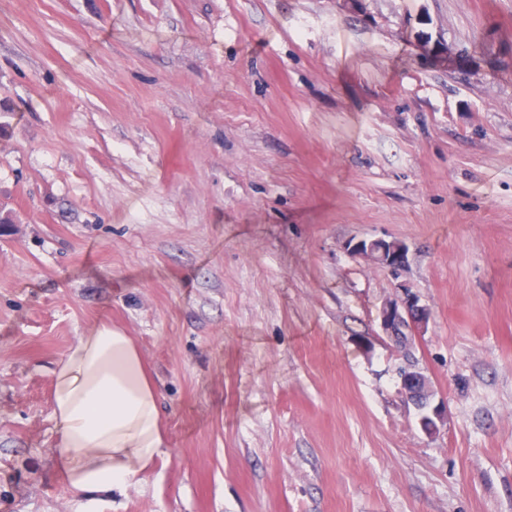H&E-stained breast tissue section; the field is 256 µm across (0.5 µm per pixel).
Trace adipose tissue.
Segmentation results:
<instances>
[{
    "label": "adipose tissue",
    "mask_w": 512,
    "mask_h": 512,
    "mask_svg": "<svg viewBox=\"0 0 512 512\" xmlns=\"http://www.w3.org/2000/svg\"><path fill=\"white\" fill-rule=\"evenodd\" d=\"M52 376L54 464L74 495L101 501L157 469L161 396L131 336L105 323L90 329Z\"/></svg>",
    "instance_id": "adipose-tissue-1"
}]
</instances>
